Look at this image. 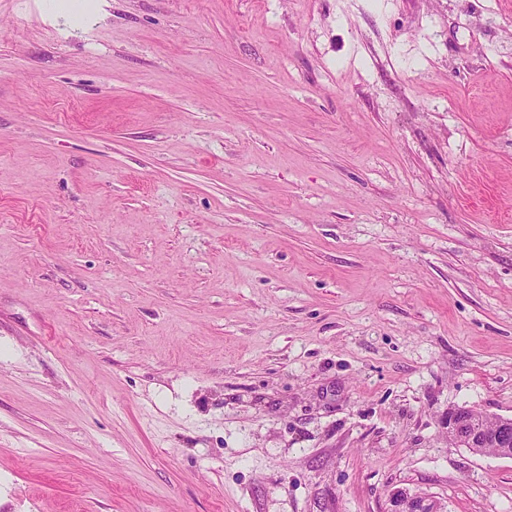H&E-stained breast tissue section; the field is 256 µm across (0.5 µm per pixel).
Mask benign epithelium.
<instances>
[{
	"label": "benign epithelium",
	"mask_w": 512,
	"mask_h": 512,
	"mask_svg": "<svg viewBox=\"0 0 512 512\" xmlns=\"http://www.w3.org/2000/svg\"><path fill=\"white\" fill-rule=\"evenodd\" d=\"M448 438L475 454L496 448L499 456L512 458V417H500L489 428L476 421L470 408H454L448 411ZM384 512H443V509L441 502L431 495L397 488L389 494Z\"/></svg>",
	"instance_id": "benign-epithelium-1"
}]
</instances>
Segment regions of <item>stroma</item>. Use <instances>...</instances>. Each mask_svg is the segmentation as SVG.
Returning a JSON list of instances; mask_svg holds the SVG:
<instances>
[{
  "mask_svg": "<svg viewBox=\"0 0 512 512\" xmlns=\"http://www.w3.org/2000/svg\"><path fill=\"white\" fill-rule=\"evenodd\" d=\"M512 0H0V512H512ZM482 422L491 425L495 417L473 409ZM476 421L469 407H458L448 411V437L458 445L482 455L485 448L498 449L500 457L512 458V417H499L492 428ZM384 512H443V509L434 496L416 495L406 488H397L389 494Z\"/></svg>",
  "mask_w": 512,
  "mask_h": 512,
  "instance_id": "1",
  "label": "stroma"
}]
</instances>
